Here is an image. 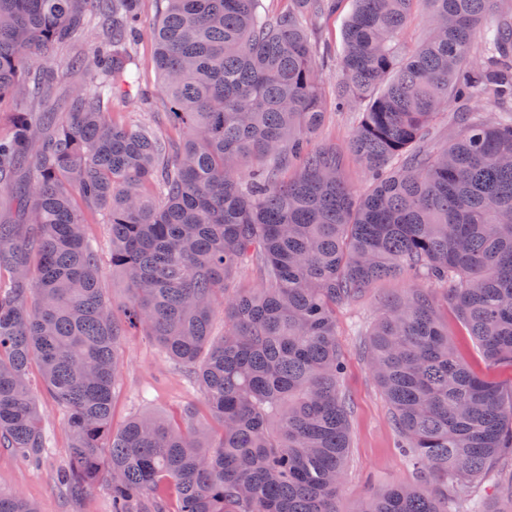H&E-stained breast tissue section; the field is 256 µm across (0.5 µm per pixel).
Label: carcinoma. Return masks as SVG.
I'll list each match as a JSON object with an SVG mask.
<instances>
[{
	"label": "carcinoma",
	"mask_w": 512,
	"mask_h": 512,
	"mask_svg": "<svg viewBox=\"0 0 512 512\" xmlns=\"http://www.w3.org/2000/svg\"><path fill=\"white\" fill-rule=\"evenodd\" d=\"M153 64L183 130L174 154L145 119L110 120L140 70L139 0H0V101L41 98L75 31L101 49L76 64L69 119L13 112L0 133V447L37 462L46 436L27 383L39 363L67 414L59 479L73 498L104 482L112 512H339L350 448L336 304L410 274L445 288L486 359L512 364V11L507 0H354L336 110L357 124L347 152L309 148L323 122L317 25L336 0H164ZM427 35H402L418 5ZM485 99L487 118L469 109ZM460 133L420 147L443 109ZM371 182L344 181L345 154ZM80 197L108 227L124 317L101 287ZM256 259L257 288L227 293ZM224 335L212 333L217 305ZM141 325L200 386L213 424L131 417L112 432L126 331ZM370 368L421 481L358 512H501L462 495L512 453V398L456 355L432 294L386 306ZM0 512H36L0 490Z\"/></svg>",
	"instance_id": "cac0c4a2"
}]
</instances>
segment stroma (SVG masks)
<instances>
[{"instance_id": "stroma-1", "label": "stroma", "mask_w": 512, "mask_h": 512, "mask_svg": "<svg viewBox=\"0 0 512 512\" xmlns=\"http://www.w3.org/2000/svg\"><path fill=\"white\" fill-rule=\"evenodd\" d=\"M353 0H341L332 18L321 22L320 45L330 50L331 57L320 66V78L327 95H334L338 70L335 58L343 40L347 16ZM159 0H141L143 27L136 46L141 60L139 87L130 98L112 104V119L120 123L128 116L148 113L160 132L169 129V106L157 72L151 65L154 44L150 27L158 16ZM97 40L94 31H77L64 50L58 64L68 68L67 77L50 85L43 98L29 106L33 112H51L65 118L70 111L74 88L81 85V72L69 69L70 59L85 54ZM87 233L101 258V279L115 305L126 302L128 292L120 275L110 263L108 233L105 225L89 223ZM408 277L377 281L361 296L336 309L337 339L344 360L343 392L350 406L349 450L344 483L338 503L340 512H355L360 501L370 493L392 486L418 484L413 466L395 448L396 431L387 399L373 376L367 358V333L391 297H402L416 288ZM436 299L443 321L459 359L477 376L494 382L504 394H512V365L487 361L475 339L462 328L444 292ZM122 375L115 387L112 402V428L120 430L132 416L156 413L168 418L182 417L193 410L197 421H209L199 385L179 372L160 351L154 340L142 330L131 331L121 347ZM28 381L36 401L38 415L48 437L49 451L39 466L24 464L8 448H0V490L21 495L32 502L37 512H111L112 499L106 486L99 485L82 499L69 497L56 481V473L69 454L66 413L47 391L39 364H31Z\"/></svg>"}]
</instances>
